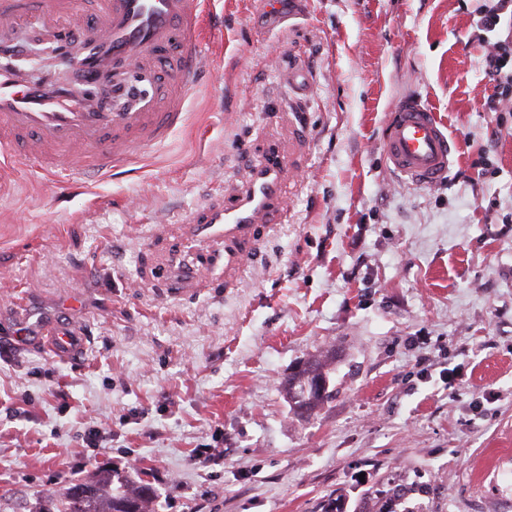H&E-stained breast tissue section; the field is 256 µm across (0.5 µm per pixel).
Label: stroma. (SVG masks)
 Wrapping results in <instances>:
<instances>
[{"mask_svg": "<svg viewBox=\"0 0 512 512\" xmlns=\"http://www.w3.org/2000/svg\"><path fill=\"white\" fill-rule=\"evenodd\" d=\"M214 3L165 143L63 192L26 165L0 198V512L103 470L147 478L153 512H353L382 477L428 483L433 512H512V112L482 108L478 0ZM406 95L459 147L440 184L385 162ZM272 142L285 223L243 270L184 247ZM69 293L83 345L60 358L34 328ZM331 348L333 396L296 418L280 382Z\"/></svg>", "mask_w": 512, "mask_h": 512, "instance_id": "obj_1", "label": "stroma"}]
</instances>
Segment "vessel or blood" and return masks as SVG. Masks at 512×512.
I'll return each mask as SVG.
<instances>
[{"label":"vessel or blood","instance_id":"obj_1","mask_svg":"<svg viewBox=\"0 0 512 512\" xmlns=\"http://www.w3.org/2000/svg\"><path fill=\"white\" fill-rule=\"evenodd\" d=\"M205 0H0V45L7 30L25 21L75 39L88 60L82 82L109 74L122 85L127 74L144 77L145 88L122 112H105L93 101L75 99L68 86L21 78L0 69V184L18 162L55 174L60 187L76 177L111 171L141 151L164 143L184 123L188 95L202 75ZM382 150L401 180L433 186L458 159V148L422 99L393 103ZM240 190L199 213L196 241H219L224 256L243 261L244 248L284 223L285 163L269 148L241 176ZM51 349L66 357L82 343L72 323L39 330Z\"/></svg>","mask_w":512,"mask_h":512}]
</instances>
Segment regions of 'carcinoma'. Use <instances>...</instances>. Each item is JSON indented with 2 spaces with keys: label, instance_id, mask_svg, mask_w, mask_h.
<instances>
[{
  "label": "carcinoma",
  "instance_id": "1",
  "mask_svg": "<svg viewBox=\"0 0 512 512\" xmlns=\"http://www.w3.org/2000/svg\"><path fill=\"white\" fill-rule=\"evenodd\" d=\"M336 355L309 359L308 367L322 376H329ZM429 487L419 482L407 483L393 477L384 478L367 490L355 512H410L405 505L413 498L424 497ZM152 488L144 483L129 485L127 481L114 486V475L104 472L97 477L73 483L55 512H150Z\"/></svg>",
  "mask_w": 512,
  "mask_h": 512
}]
</instances>
